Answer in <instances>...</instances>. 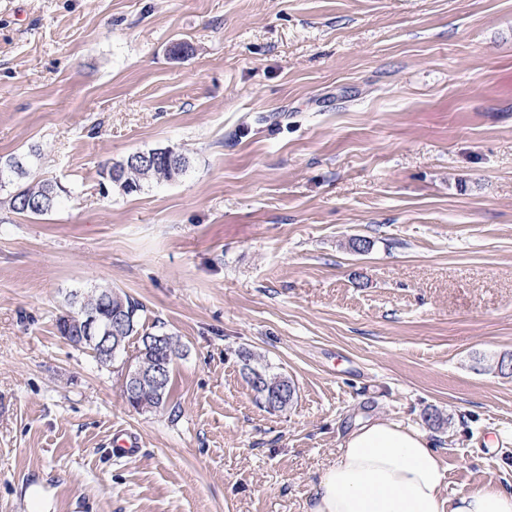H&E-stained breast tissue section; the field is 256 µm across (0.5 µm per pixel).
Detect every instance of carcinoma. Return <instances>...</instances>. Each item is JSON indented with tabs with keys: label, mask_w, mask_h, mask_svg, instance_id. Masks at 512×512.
Here are the masks:
<instances>
[{
	"label": "carcinoma",
	"mask_w": 512,
	"mask_h": 512,
	"mask_svg": "<svg viewBox=\"0 0 512 512\" xmlns=\"http://www.w3.org/2000/svg\"><path fill=\"white\" fill-rule=\"evenodd\" d=\"M36 155L38 151L34 149L25 156L16 155L0 161V188L14 186L9 204L18 214L43 216L61 203L64 189L57 182L50 179H29L30 157ZM145 155L154 159L153 164L145 169H132V161L140 156L138 152L105 164L100 170L102 182L130 194L154 182L172 181L185 173L190 165V158L181 151L157 148L145 152ZM70 307L71 310L57 318L56 326L60 334L66 333L67 328L75 321V316L84 308L96 310L105 322L118 310L126 320L125 336L140 335L136 361L153 362L159 359L158 352L152 346L154 334L139 333L140 312L143 311V307L125 293L110 287H98L89 292L75 291L71 294ZM243 359L252 390L267 407L283 410L292 404L296 389L288 377L272 373L263 366L251 365L253 356L249 353L243 355Z\"/></svg>",
	"instance_id": "obj_1"
}]
</instances>
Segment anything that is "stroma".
I'll use <instances>...</instances> for the list:
<instances>
[{
    "mask_svg": "<svg viewBox=\"0 0 512 512\" xmlns=\"http://www.w3.org/2000/svg\"><path fill=\"white\" fill-rule=\"evenodd\" d=\"M35 147L67 195L0 188V512H311L370 418L428 436L443 498L512 491V0H0V158ZM165 147L185 175L102 192ZM96 286L180 336L163 409L59 335ZM244 359V369L252 390L263 400L264 404L273 410H283L288 407L295 399L296 389L293 382L288 377L278 373H271L265 367L251 366V360H254L250 353L242 355ZM248 362V363H247ZM259 380L261 388L256 385Z\"/></svg>",
    "mask_w": 512,
    "mask_h": 512,
    "instance_id": "1",
    "label": "stroma"
}]
</instances>
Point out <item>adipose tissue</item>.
Segmentation results:
<instances>
[{
  "instance_id": "1",
  "label": "adipose tissue",
  "mask_w": 512,
  "mask_h": 512,
  "mask_svg": "<svg viewBox=\"0 0 512 512\" xmlns=\"http://www.w3.org/2000/svg\"><path fill=\"white\" fill-rule=\"evenodd\" d=\"M447 469L427 435L365 420L314 487L311 512H512V491L489 483L445 501Z\"/></svg>"
}]
</instances>
